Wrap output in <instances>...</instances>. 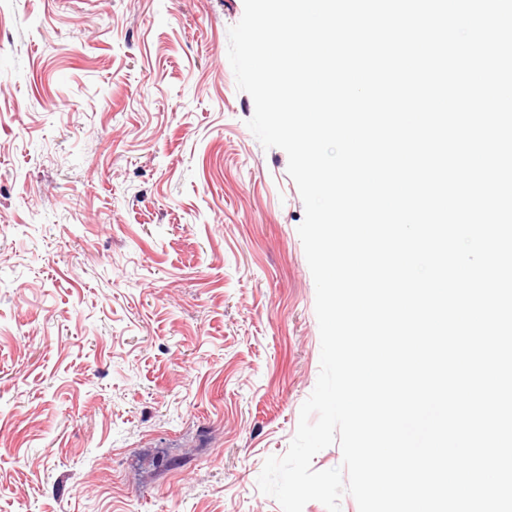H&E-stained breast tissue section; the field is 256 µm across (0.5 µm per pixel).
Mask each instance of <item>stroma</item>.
<instances>
[{
	"mask_svg": "<svg viewBox=\"0 0 512 512\" xmlns=\"http://www.w3.org/2000/svg\"><path fill=\"white\" fill-rule=\"evenodd\" d=\"M244 0H0V512H282L320 372Z\"/></svg>",
	"mask_w": 512,
	"mask_h": 512,
	"instance_id": "obj_1",
	"label": "stroma"
}]
</instances>
